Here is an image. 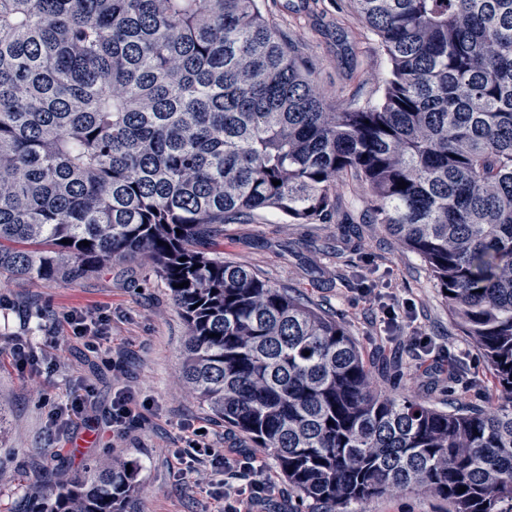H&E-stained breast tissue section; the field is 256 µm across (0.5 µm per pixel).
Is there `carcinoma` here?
I'll use <instances>...</instances> for the list:
<instances>
[{
    "instance_id": "carcinoma-1",
    "label": "carcinoma",
    "mask_w": 512,
    "mask_h": 512,
    "mask_svg": "<svg viewBox=\"0 0 512 512\" xmlns=\"http://www.w3.org/2000/svg\"><path fill=\"white\" fill-rule=\"evenodd\" d=\"M351 3L390 70L344 108L258 0H0V275L148 259L187 324L184 384L311 512L419 490L512 512V0ZM346 179L482 350L495 409L379 392L340 322L198 250L261 213L324 224ZM136 490L115 459L41 499L125 512Z\"/></svg>"
}]
</instances>
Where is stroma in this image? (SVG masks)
Wrapping results in <instances>:
<instances>
[{
    "label": "stroma",
    "mask_w": 512,
    "mask_h": 512,
    "mask_svg": "<svg viewBox=\"0 0 512 512\" xmlns=\"http://www.w3.org/2000/svg\"><path fill=\"white\" fill-rule=\"evenodd\" d=\"M271 24L296 45L303 65L329 102L376 103L389 62L350 0H260ZM336 216L360 223L357 244L331 224H291L262 214L250 224H228L205 250L242 262L277 285L292 288L350 332L375 386L452 412L489 409L499 387L482 352L448 315L426 265L379 224L363 223L360 190L336 185ZM394 308L403 337L381 321ZM105 332L96 347L76 338L70 312ZM422 328V351L411 338ZM26 339L40 355L21 363L11 341ZM187 326L169 288L147 259L114 263L75 283L0 281V512H22L30 493L61 475L83 474L88 463L118 456L138 472V493L126 512H222L221 490L208 462L183 455L195 429L218 448L257 454L279 492L255 512H291L288 484L275 460L250 438L216 418L181 380ZM137 395L139 417L124 437L109 426L112 394ZM91 395L82 415L60 422L54 414ZM362 512H451L448 502L403 492L364 502Z\"/></svg>",
    "instance_id": "obj_1"
}]
</instances>
